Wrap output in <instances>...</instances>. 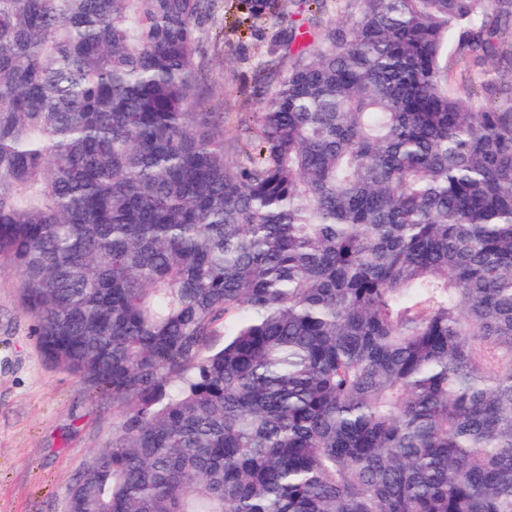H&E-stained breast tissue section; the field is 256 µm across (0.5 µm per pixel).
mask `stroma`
Wrapping results in <instances>:
<instances>
[{
	"mask_svg": "<svg viewBox=\"0 0 512 512\" xmlns=\"http://www.w3.org/2000/svg\"><path fill=\"white\" fill-rule=\"evenodd\" d=\"M238 0L224 8L209 77L224 90V139H244L246 127L276 82L263 67L287 68V33L280 18L238 27ZM475 71L485 103L512 89V45ZM112 401L89 393L82 380L44 356L34 319L21 304L19 274L0 265V512H66L68 490L112 438Z\"/></svg>",
	"mask_w": 512,
	"mask_h": 512,
	"instance_id": "35a3bbf8",
	"label": "stroma"
}]
</instances>
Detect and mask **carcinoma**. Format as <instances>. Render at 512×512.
Instances as JSON below:
<instances>
[{"mask_svg": "<svg viewBox=\"0 0 512 512\" xmlns=\"http://www.w3.org/2000/svg\"><path fill=\"white\" fill-rule=\"evenodd\" d=\"M495 2L301 29L240 161L224 0H0V257L112 399L67 512H512V99L447 65Z\"/></svg>", "mask_w": 512, "mask_h": 512, "instance_id": "cac0c4a2", "label": "carcinoma"}]
</instances>
